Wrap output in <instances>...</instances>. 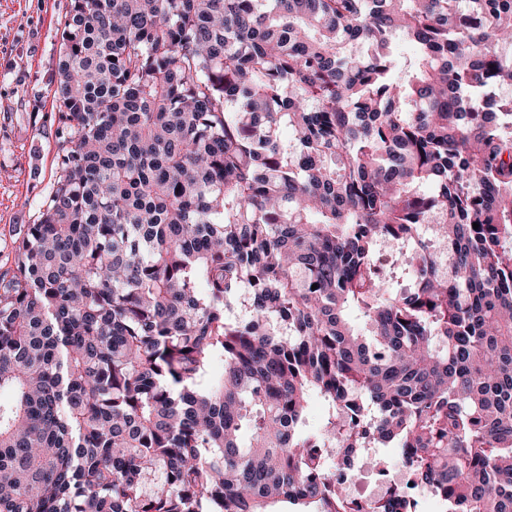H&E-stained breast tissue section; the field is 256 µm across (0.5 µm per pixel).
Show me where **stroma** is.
Masks as SVG:
<instances>
[{"mask_svg":"<svg viewBox=\"0 0 512 512\" xmlns=\"http://www.w3.org/2000/svg\"><path fill=\"white\" fill-rule=\"evenodd\" d=\"M69 9L70 0H0V272L55 178L52 88ZM381 455L384 471L368 463L352 471L354 497H371L384 481L404 483L397 449Z\"/></svg>","mask_w":512,"mask_h":512,"instance_id":"35a3bbf8","label":"stroma"}]
</instances>
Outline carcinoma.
I'll return each mask as SVG.
<instances>
[{
    "mask_svg": "<svg viewBox=\"0 0 512 512\" xmlns=\"http://www.w3.org/2000/svg\"><path fill=\"white\" fill-rule=\"evenodd\" d=\"M511 87L512 0H71L0 512H512ZM381 455L385 462L384 475H379L369 461L362 462L363 468H357L351 472L349 488L354 497L363 499L371 497L379 489L382 481L389 485L392 482L395 485H401L406 480V470L402 466L397 449L383 448Z\"/></svg>",
    "mask_w": 512,
    "mask_h": 512,
    "instance_id": "1",
    "label": "carcinoma"
}]
</instances>
